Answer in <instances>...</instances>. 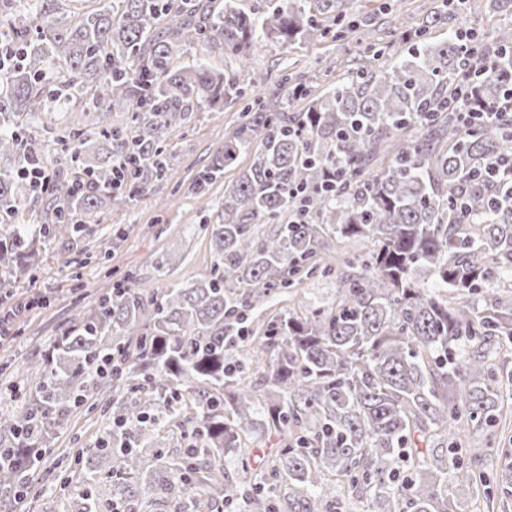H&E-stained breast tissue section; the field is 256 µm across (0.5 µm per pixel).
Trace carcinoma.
I'll return each mask as SVG.
<instances>
[{
	"label": "carcinoma",
	"instance_id": "obj_1",
	"mask_svg": "<svg viewBox=\"0 0 512 512\" xmlns=\"http://www.w3.org/2000/svg\"><path fill=\"white\" fill-rule=\"evenodd\" d=\"M36 0V36L12 22L20 61L0 77V271L16 281L39 264L35 245L61 224L121 209L155 182L175 180L165 156L171 126L201 105L244 98L241 74L269 43L342 41L364 26L349 0H99L73 19ZM474 0L448 9V38L434 14L408 38L407 56L373 65L312 96L293 75L283 86L306 99L298 112L258 97L224 139L190 193L251 152L224 187L220 222L203 224L209 274L151 294L135 273L101 282L98 307L46 358L14 372L18 393L0 422V448L54 446L57 429L91 390L112 392L116 420L77 470H0V491L33 482L64 492V512H335L336 489L365 512H465L494 501L495 477L462 459V425L477 432L512 411V112L467 115L478 101L512 94V25H463ZM203 43L235 69L178 68ZM470 97L448 110V98ZM121 111L139 132L109 126L64 132L69 174L45 189L19 176L45 159L37 139L13 128L35 113ZM108 144L91 162L92 139ZM50 196L36 223L21 203ZM258 224H272L267 234ZM359 252L328 259L333 241ZM315 277L339 283L333 303L266 316L271 294L294 301ZM184 445L168 451L172 429ZM268 449L255 476L246 466Z\"/></svg>",
	"mask_w": 512,
	"mask_h": 512
}]
</instances>
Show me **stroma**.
<instances>
[{
	"mask_svg": "<svg viewBox=\"0 0 512 512\" xmlns=\"http://www.w3.org/2000/svg\"><path fill=\"white\" fill-rule=\"evenodd\" d=\"M343 64L352 69L366 66L367 59L357 53L355 40H326L287 49L270 46L254 55L245 80L249 86L260 88L267 103L272 104L276 101L273 90L285 75L306 77L313 93L318 94L331 76L339 75ZM244 106V100L239 99L203 108L171 128L166 156L180 178L192 179L211 165L216 151L224 145L225 136L238 125ZM85 121V113L76 108L49 117L39 114L20 132H36L42 154L54 157L61 153L57 142L59 130L68 125H83ZM237 174V168L226 170L203 202L176 188L174 182L157 183L148 193L133 197L123 209L88 218L83 234H74L66 224L52 239L39 242L40 263L33 280L14 284L13 291L23 299L40 289L48 293L49 302L22 319L21 336L0 343V362L52 345L73 314L71 306L76 292H83L84 306L96 307L104 269H112L117 278L126 270H134L141 287L158 292L204 277L212 256L201 226L218 222L224 185ZM169 252L176 255L174 263L157 268V260ZM111 403V394L90 393L86 402L72 412L67 425L58 431L57 449L43 461V471L58 469L62 449L95 445L106 424L101 410Z\"/></svg>",
	"mask_w": 512,
	"mask_h": 512,
	"instance_id": "35a3bbf8",
	"label": "stroma"
}]
</instances>
